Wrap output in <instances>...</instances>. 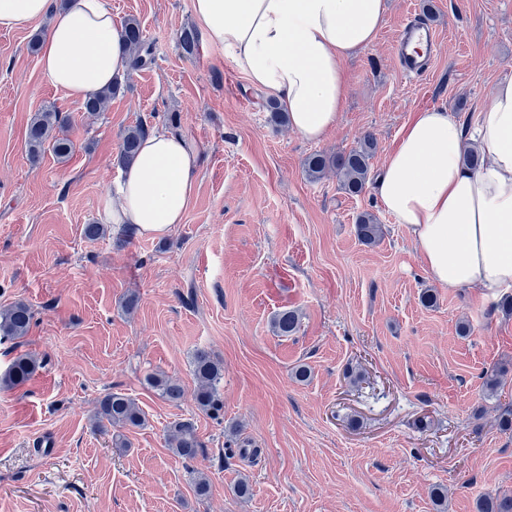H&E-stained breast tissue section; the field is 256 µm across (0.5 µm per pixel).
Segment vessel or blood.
<instances>
[{
  "instance_id": "b4317fda",
  "label": "vessel or blood",
  "mask_w": 512,
  "mask_h": 512,
  "mask_svg": "<svg viewBox=\"0 0 512 512\" xmlns=\"http://www.w3.org/2000/svg\"><path fill=\"white\" fill-rule=\"evenodd\" d=\"M437 29L427 16L405 22L395 41L397 68L407 80H421L428 73L437 52Z\"/></svg>"
}]
</instances>
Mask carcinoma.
Wrapping results in <instances>:
<instances>
[{"label":"carcinoma","instance_id":"carcinoma-1","mask_svg":"<svg viewBox=\"0 0 512 512\" xmlns=\"http://www.w3.org/2000/svg\"><path fill=\"white\" fill-rule=\"evenodd\" d=\"M124 39L131 57L132 67L145 66L151 59L152 48L145 40L140 22L134 18L124 21ZM199 42L198 32L194 28L184 29L179 36L183 52L192 55ZM113 87L109 86L92 94L84 102L88 113L102 112L112 100ZM64 120L59 111L53 107H45L36 112L26 132V150L29 159L37 163L45 150L52 151L58 159H66L73 151L72 140L65 135ZM145 130L135 126L126 131L121 156L130 161L138 151L140 139ZM374 150V141L370 136L363 138L359 147L345 153L326 155L313 153L306 159V172L309 178L318 180L332 171L341 188L352 196L362 193L369 181L370 159ZM381 225L370 212H362L356 218V234L365 244L374 243L381 236ZM33 312L24 302H16L0 309V339H21L31 327ZM300 323V316L294 310L277 314L272 322L273 332L278 336L294 334ZM192 374L197 383L195 403L198 410L216 415L224 403L220 394V383L224 379V370L220 362L204 349L193 354ZM38 361L28 353L16 356L5 374L0 376V386L15 388L26 384L36 373ZM148 385L165 400L176 403L182 397V387L163 374H153L147 379ZM97 419L113 428H135L144 425L145 417L135 401L125 394L112 392L105 395L97 411ZM168 446L171 451L183 459L194 458L202 443L196 431L193 419H177L170 423ZM478 512H512V497L488 495L478 500Z\"/></svg>","mask_w":512,"mask_h":512}]
</instances>
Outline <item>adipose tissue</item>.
I'll return each instance as SVG.
<instances>
[{"label":"adipose tissue","mask_w":512,"mask_h":512,"mask_svg":"<svg viewBox=\"0 0 512 512\" xmlns=\"http://www.w3.org/2000/svg\"><path fill=\"white\" fill-rule=\"evenodd\" d=\"M207 46L221 50L249 84L287 112L311 142L338 122L347 88L343 63L368 48L381 27L384 0H193ZM36 19L49 26L39 62L48 81L78 100L129 71L121 25L107 0H0V28ZM477 145L480 167L461 162ZM199 150L184 134L151 131L122 173L109 224L168 235L182 223L198 176ZM382 207L414 242L426 274L451 291L494 299L512 290V76L465 130L447 110L416 114L374 185Z\"/></svg>","instance_id":"adipose-tissue-1"}]
</instances>
